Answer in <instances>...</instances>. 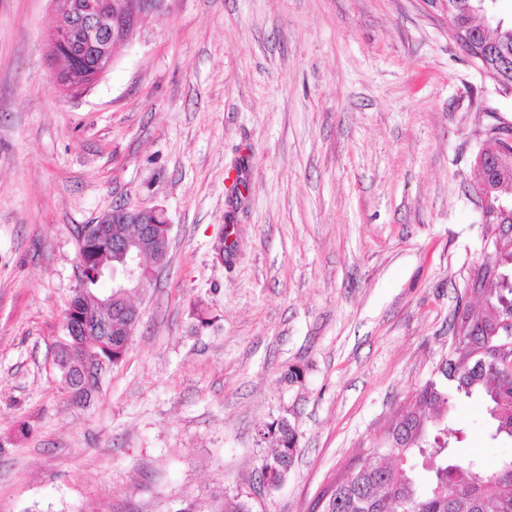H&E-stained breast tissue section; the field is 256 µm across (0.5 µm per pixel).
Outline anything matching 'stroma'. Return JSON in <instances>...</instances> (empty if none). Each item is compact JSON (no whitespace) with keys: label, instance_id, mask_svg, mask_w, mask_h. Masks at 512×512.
<instances>
[{"label":"stroma","instance_id":"35a3bbf8","mask_svg":"<svg viewBox=\"0 0 512 512\" xmlns=\"http://www.w3.org/2000/svg\"><path fill=\"white\" fill-rule=\"evenodd\" d=\"M56 10L0 0V512H310L448 351L512 95L429 0H164L69 97ZM121 204L163 209L168 263L82 406L56 365L76 234ZM282 415L299 451L267 489ZM484 417L461 397L448 423L492 462ZM487 147L499 153L506 166L512 165V124L503 122L491 126L487 130L486 139L479 154L481 155ZM258 436L260 442L271 439L275 444L271 454L262 457L259 472L265 477L270 488H277L286 480L294 463L299 449L300 434L287 418L278 417L260 425Z\"/></svg>","mask_w":512,"mask_h":512}]
</instances>
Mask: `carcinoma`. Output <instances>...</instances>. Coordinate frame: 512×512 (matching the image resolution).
Here are the masks:
<instances>
[{
  "label": "carcinoma",
  "instance_id": "cac0c4a2",
  "mask_svg": "<svg viewBox=\"0 0 512 512\" xmlns=\"http://www.w3.org/2000/svg\"><path fill=\"white\" fill-rule=\"evenodd\" d=\"M474 5V0H450L451 19L456 25L472 26L474 39L483 42L487 34L473 25ZM484 62L493 74L512 81V24L490 38ZM496 251L498 276L487 298L458 305L463 322L459 343L470 355L468 366L461 367L454 351L442 356L411 401L391 418L383 448L361 456L349 481L333 482V492L319 512H385L389 499L395 502L394 512H512V456L501 458L493 468L479 459L460 458L456 448L465 431L448 426L455 398L476 397L485 409L490 443L512 445V375L493 373L500 324L512 319V236L500 239ZM115 265L110 254L89 256L87 292L100 296L93 273ZM112 320L115 336L68 337L58 353L63 383L76 375L77 365L70 361L73 351L81 358L87 348L107 352L114 365L123 359L127 337L119 332L124 323L116 315ZM258 436L275 444L271 454L262 457L259 472L277 488L294 463L300 434L287 418L278 417L260 425ZM215 512H252V507L238 496L226 497Z\"/></svg>",
  "mask_w": 512,
  "mask_h": 512
}]
</instances>
